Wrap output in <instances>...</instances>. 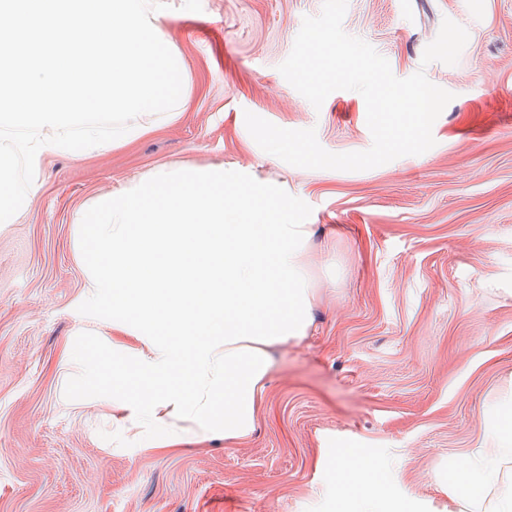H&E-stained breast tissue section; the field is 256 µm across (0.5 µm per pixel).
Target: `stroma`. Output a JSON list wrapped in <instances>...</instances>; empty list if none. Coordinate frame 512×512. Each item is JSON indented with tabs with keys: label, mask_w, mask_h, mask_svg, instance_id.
Masks as SVG:
<instances>
[{
	"label": "stroma",
	"mask_w": 512,
	"mask_h": 512,
	"mask_svg": "<svg viewBox=\"0 0 512 512\" xmlns=\"http://www.w3.org/2000/svg\"><path fill=\"white\" fill-rule=\"evenodd\" d=\"M154 22L188 78L179 118L88 159L49 154L40 190L0 227V512H338L325 461L345 449L415 512H469L448 469L512 397V0H348L343 29L396 77L451 92L434 147L364 171L265 160L252 112L312 128L333 153L372 145L355 91L314 108L281 75L322 0H169ZM468 31L457 64L422 65L443 19ZM173 165L255 168L316 226L315 299L280 348L253 435L163 453L112 434L116 338L78 257V209ZM102 360L76 390L70 352Z\"/></svg>",
	"instance_id": "1"
}]
</instances>
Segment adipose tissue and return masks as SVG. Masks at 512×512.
Here are the masks:
<instances>
[{
    "label": "adipose tissue",
    "mask_w": 512,
    "mask_h": 512,
    "mask_svg": "<svg viewBox=\"0 0 512 512\" xmlns=\"http://www.w3.org/2000/svg\"><path fill=\"white\" fill-rule=\"evenodd\" d=\"M74 222L113 332L146 345L112 347L113 423L147 428L142 447L166 451L251 436L275 353L311 325L313 227L287 190L245 171L174 165L97 198ZM511 447L512 401L485 446L448 472L451 494L471 512H512V489L485 496ZM328 466L345 512H408L375 480L372 460L343 454Z\"/></svg>",
    "instance_id": "obj_1"
}]
</instances>
